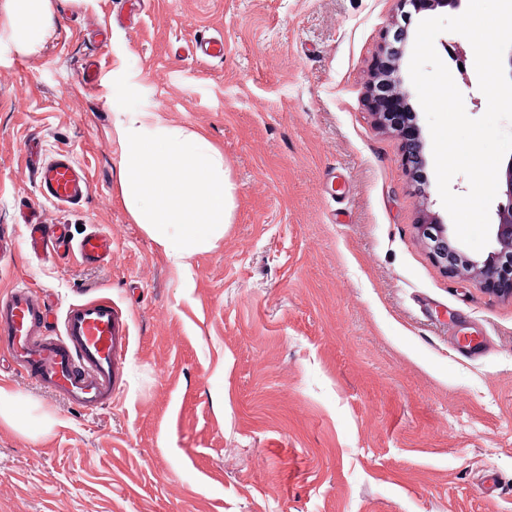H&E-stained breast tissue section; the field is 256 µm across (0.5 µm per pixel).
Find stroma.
I'll list each match as a JSON object with an SVG mask.
<instances>
[{"instance_id": "obj_1", "label": "stroma", "mask_w": 512, "mask_h": 512, "mask_svg": "<svg viewBox=\"0 0 512 512\" xmlns=\"http://www.w3.org/2000/svg\"><path fill=\"white\" fill-rule=\"evenodd\" d=\"M36 52L0 0V293L57 313L108 297L131 346L109 408L68 405L0 353V383L51 415L0 426V512H512V301L431 258L421 209L450 223L433 163L412 186L366 101L395 0H50ZM224 41L223 59L186 54ZM435 48L470 117L474 51ZM98 66L95 85L82 79ZM120 112L157 114L224 154V238L181 273L119 194ZM69 151L79 206L41 198L29 147ZM99 226L109 263L33 258L19 215Z\"/></svg>"}]
</instances>
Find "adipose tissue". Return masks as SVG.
Instances as JSON below:
<instances>
[{"mask_svg":"<svg viewBox=\"0 0 512 512\" xmlns=\"http://www.w3.org/2000/svg\"><path fill=\"white\" fill-rule=\"evenodd\" d=\"M7 32L25 50L55 29L50 0H10ZM114 132L121 146L118 181L134 222L181 271L214 248L231 219L223 153L207 136L165 125L145 112H124Z\"/></svg>","mask_w":512,"mask_h":512,"instance_id":"obj_1","label":"adipose tissue"}]
</instances>
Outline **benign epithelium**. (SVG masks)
I'll use <instances>...</instances> for the list:
<instances>
[{"instance_id":"obj_1","label":"benign epithelium","mask_w":512,"mask_h":512,"mask_svg":"<svg viewBox=\"0 0 512 512\" xmlns=\"http://www.w3.org/2000/svg\"><path fill=\"white\" fill-rule=\"evenodd\" d=\"M384 40V49L376 59L373 81L367 90L371 114L380 124L385 123L384 100L398 105L406 104L407 100L401 83L392 79L397 64L389 57V36H384ZM423 149L424 142L418 126H412L410 131L401 135L399 159L412 180L416 178L417 168L426 162ZM505 185L506 202L497 207L498 222L493 225L494 244L484 260L468 258L447 225L440 223L435 216L424 215L418 229L432 258L448 276L476 282L487 292L512 300V160L505 170Z\"/></svg>"}]
</instances>
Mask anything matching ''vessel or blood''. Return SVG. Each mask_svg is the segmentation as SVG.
<instances>
[{
	"mask_svg": "<svg viewBox=\"0 0 512 512\" xmlns=\"http://www.w3.org/2000/svg\"><path fill=\"white\" fill-rule=\"evenodd\" d=\"M32 166L41 196L56 206H77L91 191L84 169L74 165L68 152L33 160ZM26 245L36 254L85 264L108 261L112 253L107 236L93 231L75 241L60 224H28ZM52 313L51 304L31 288L17 286L1 295L0 350L22 375L71 406H109L129 345L126 317L106 297L69 304L59 327Z\"/></svg>",
	"mask_w": 512,
	"mask_h": 512,
	"instance_id": "1",
	"label": "vessel or blood"
}]
</instances>
